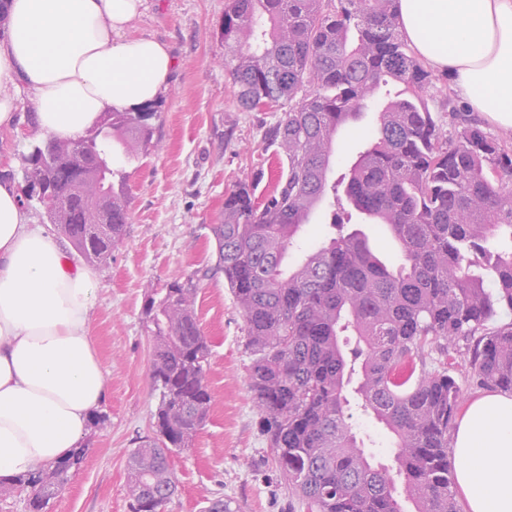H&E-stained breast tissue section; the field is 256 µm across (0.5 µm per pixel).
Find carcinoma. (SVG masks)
Listing matches in <instances>:
<instances>
[{"instance_id": "carcinoma-1", "label": "carcinoma", "mask_w": 512, "mask_h": 512, "mask_svg": "<svg viewBox=\"0 0 512 512\" xmlns=\"http://www.w3.org/2000/svg\"><path fill=\"white\" fill-rule=\"evenodd\" d=\"M224 67L243 112L283 111L265 141L285 158L269 194L240 181L224 193L212 227L215 271L224 274L253 356L249 386L284 484L306 512H459L448 461L461 398L455 374L512 391V146L448 97L453 137L430 110L433 71L402 38L398 0H225ZM403 86L378 105L364 151L328 183L336 128L361 115L389 82ZM152 103L112 109L73 140L31 142L20 166L24 205L57 226L87 261L105 263L129 224V161L155 147ZM332 196L329 240L285 260L313 203ZM112 213L111 231L88 225L90 206ZM382 216L402 262L371 248L353 214ZM506 239L508 249L489 246ZM193 278L148 296L150 378L159 391L153 435L133 449L132 512H163L176 473L166 453L192 447L213 402L210 341L194 304ZM438 368L426 370V361ZM357 382L351 406L348 387ZM393 436L395 469L375 461L352 409ZM77 448L52 466L12 478L30 489L29 512L63 487L85 460Z\"/></svg>"}]
</instances>
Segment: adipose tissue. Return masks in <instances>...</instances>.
I'll return each mask as SVG.
<instances>
[{
    "label": "adipose tissue",
    "mask_w": 512,
    "mask_h": 512,
    "mask_svg": "<svg viewBox=\"0 0 512 512\" xmlns=\"http://www.w3.org/2000/svg\"><path fill=\"white\" fill-rule=\"evenodd\" d=\"M144 0H7L0 86L28 92L37 123L77 138L102 112L166 86L168 46L126 30ZM400 31L494 125L512 127V0H398ZM93 269L72 264L0 180V477L50 465L85 443L105 393L90 334ZM466 512H512V393L470 402L453 435Z\"/></svg>",
    "instance_id": "1"
}]
</instances>
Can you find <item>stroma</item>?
<instances>
[{
  "label": "stroma",
  "mask_w": 512,
  "mask_h": 512,
  "mask_svg": "<svg viewBox=\"0 0 512 512\" xmlns=\"http://www.w3.org/2000/svg\"><path fill=\"white\" fill-rule=\"evenodd\" d=\"M225 0H146L130 33L166 43L175 59L158 97L157 145L134 162L114 161L126 177L131 219L111 259L96 265L98 285L91 334L106 374L99 409L104 428H91L87 457L46 512H130L128 455L152 433L159 396L150 379L152 341L147 296L176 277L214 266L211 231L220 223L224 193L264 176L270 191L280 159L263 140L274 112H243L221 63ZM376 107L340 131L332 176L366 148ZM196 312L211 340L209 417L193 448L178 458V492L166 512H202L209 499H231L239 512H305L276 473L248 386L252 356L246 327L223 274L198 284Z\"/></svg>",
  "instance_id": "1"
}]
</instances>
